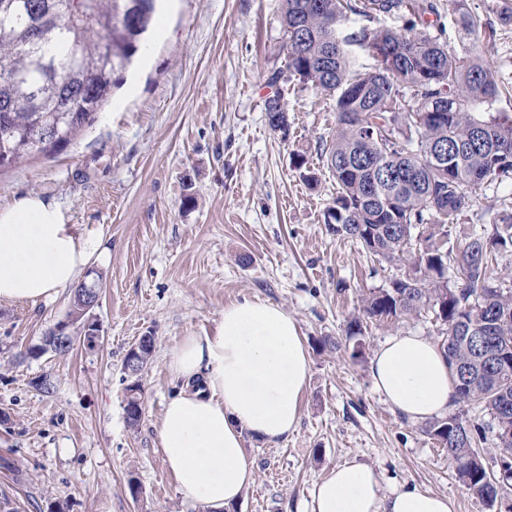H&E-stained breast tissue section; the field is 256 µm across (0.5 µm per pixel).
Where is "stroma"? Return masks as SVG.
Returning <instances> with one entry per match:
<instances>
[{
  "label": "stroma",
  "instance_id": "obj_1",
  "mask_svg": "<svg viewBox=\"0 0 512 512\" xmlns=\"http://www.w3.org/2000/svg\"><path fill=\"white\" fill-rule=\"evenodd\" d=\"M496 29L479 54L512 81V21L504 0H469ZM280 0H155V21L110 102L63 150L0 172V209L37 194L70 223L99 234L108 264L94 345L31 355L66 320L70 291L38 304L0 303V512H208L169 477L159 421L181 383L168 359L182 337L213 332L224 307L249 297L298 323L311 371L295 433L276 444L245 437L255 482L224 512H299L310 488L338 464L377 472L383 491L417 487L452 497L457 512H512V491L490 506L466 491L443 448L375 392L367 358L386 338H437L431 315L367 328V358L321 350L343 337L362 290L387 287L399 266L329 232L336 195L319 145L336 126L333 100L286 83L287 135L265 119L267 77L283 61ZM303 153L319 175L293 167ZM512 211V180L484 184L448 243ZM156 346L145 369L143 413L130 428L123 360L140 337ZM52 393L37 386L43 375ZM136 481L139 498L128 483Z\"/></svg>",
  "mask_w": 512,
  "mask_h": 512
}]
</instances>
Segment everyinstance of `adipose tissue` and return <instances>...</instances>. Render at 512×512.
<instances>
[{"label":"adipose tissue","mask_w":512,"mask_h":512,"mask_svg":"<svg viewBox=\"0 0 512 512\" xmlns=\"http://www.w3.org/2000/svg\"><path fill=\"white\" fill-rule=\"evenodd\" d=\"M108 258L98 236L77 232L39 195L0 211V303L52 300ZM168 365L182 387L160 421L165 466L186 496L221 512L254 480L245 436L276 443L295 430L310 371L306 345L288 312L245 297L225 306L214 333L183 337ZM370 374L385 401L413 422L443 417L456 400L441 350L422 336L387 338ZM306 512H456V504L415 487L383 493L376 471L351 461L313 487Z\"/></svg>","instance_id":"obj_1"}]
</instances>
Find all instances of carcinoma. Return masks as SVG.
<instances>
[{"mask_svg": "<svg viewBox=\"0 0 512 512\" xmlns=\"http://www.w3.org/2000/svg\"><path fill=\"white\" fill-rule=\"evenodd\" d=\"M451 4L459 50L416 29L437 13L433 0H281L284 65L267 83L295 81L333 98L336 128L321 156L337 191L325 223L405 266L388 287L362 295L346 337L357 346L373 320L433 314L467 411L431 420L423 433L448 452L467 491L492 506L500 474L487 470L479 445L488 431H512V287L493 269L497 257L512 255V213L465 234L455 249L443 238L471 206L470 190L512 179V119L476 117L482 105L512 96V83L474 50L482 17L468 0ZM154 12V0H0V171L78 136L110 99L113 76L131 62ZM349 12L409 19L403 32L345 35ZM353 47L372 59L370 69L354 66ZM441 149L445 159L433 161ZM131 390L136 399L125 411L135 429L142 389Z\"/></svg>", "mask_w": 512, "mask_h": 512, "instance_id": "cac0c4a2", "label": "carcinoma"}]
</instances>
